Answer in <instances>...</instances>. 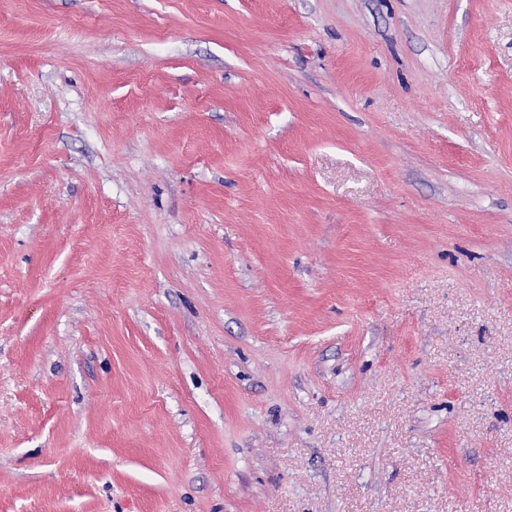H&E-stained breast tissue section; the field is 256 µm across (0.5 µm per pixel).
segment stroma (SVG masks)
I'll return each instance as SVG.
<instances>
[{"label": "stroma", "instance_id": "35a3bbf8", "mask_svg": "<svg viewBox=\"0 0 512 512\" xmlns=\"http://www.w3.org/2000/svg\"><path fill=\"white\" fill-rule=\"evenodd\" d=\"M0 512H512V0H0Z\"/></svg>", "mask_w": 512, "mask_h": 512}]
</instances>
